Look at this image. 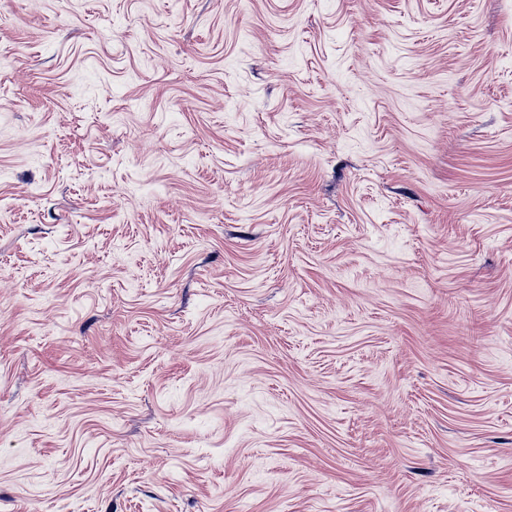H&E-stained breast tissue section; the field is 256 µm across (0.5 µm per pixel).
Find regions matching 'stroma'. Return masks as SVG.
<instances>
[{"instance_id":"obj_1","label":"stroma","mask_w":512,"mask_h":512,"mask_svg":"<svg viewBox=\"0 0 512 512\" xmlns=\"http://www.w3.org/2000/svg\"><path fill=\"white\" fill-rule=\"evenodd\" d=\"M0 512H512V0H0Z\"/></svg>"}]
</instances>
